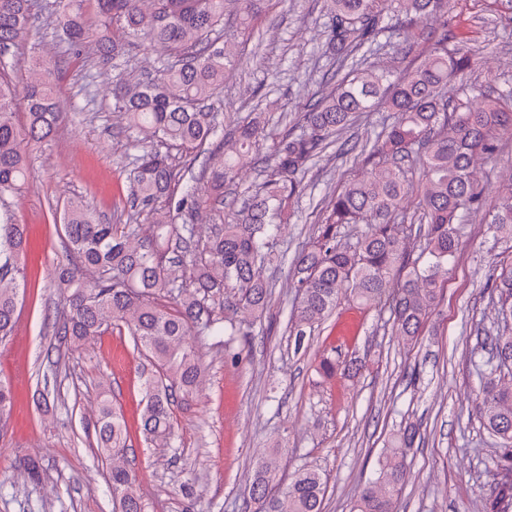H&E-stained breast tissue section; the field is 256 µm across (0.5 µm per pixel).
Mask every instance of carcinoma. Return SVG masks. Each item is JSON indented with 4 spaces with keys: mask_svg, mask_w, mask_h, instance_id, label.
I'll list each match as a JSON object with an SVG mask.
<instances>
[{
    "mask_svg": "<svg viewBox=\"0 0 512 512\" xmlns=\"http://www.w3.org/2000/svg\"><path fill=\"white\" fill-rule=\"evenodd\" d=\"M45 24L62 32L71 50L90 45L106 64L122 57L109 33L121 29L165 53L153 77L118 74L112 79V106L124 130L149 144L134 158L128 178V224H105L81 200L63 209L61 226L66 262L55 267L51 287L61 298L54 333L79 344L109 329L126 332L133 349L150 363L142 386V433L159 447H170L176 431L173 403L197 391L206 367L192 339L207 338L230 356L241 324L231 309L260 320L272 290L263 268L278 259L284 214L307 189L313 161L339 145L340 135L366 112H391L395 122L378 136L366 156L370 169L348 180L328 200L319 223L297 251L291 281L297 296L289 335L295 352L306 351L315 327L349 295L365 308H389L394 332L414 340L429 318L457 263L458 242L468 217L492 207L489 229L496 240L512 242V180L494 205L474 175L479 158L492 160L504 136L512 135V86L461 85L456 77L471 70L478 51L448 28L441 0H326L325 55L345 64L364 48L385 43L406 48L409 31L400 17L434 18L431 50L398 76L363 62L308 104L288 134L263 159L253 154L262 131L255 122L239 123L235 151L216 167L204 157L220 151L213 142L217 113L212 102L224 94L231 65L224 40V16L233 7L245 27L265 10L268 0H57ZM37 0H0V52L26 40L39 19ZM24 64L37 71L20 100L26 122L16 121V90L0 61V345L12 335L20 289L27 286L20 258L26 226L17 223L6 199L29 179L32 146L53 136L63 118L55 95L57 68L35 57ZM202 160L206 186L185 187L178 205L172 199L182 170L175 155ZM264 160L270 174L261 191L242 199L224 220V186L246 164ZM419 167L420 193L409 174ZM416 203L414 251L407 244L404 204ZM147 213L150 232L141 234L134 216ZM209 216L210 234L198 231ZM499 291L501 322L478 337L473 371L478 382L476 413L500 454L491 512H512V269L503 270ZM12 405L10 385L0 379V427ZM96 447L110 465L112 512H145L139 474L127 459L128 431L112 399L105 395L95 419ZM419 430L406 427L379 460L374 478L353 512H393L405 479L404 449ZM278 469L271 456L255 467L244 512H323L321 473L301 467L280 492L272 483Z\"/></svg>",
    "mask_w": 512,
    "mask_h": 512,
    "instance_id": "cac0c4a2",
    "label": "carcinoma"
}]
</instances>
